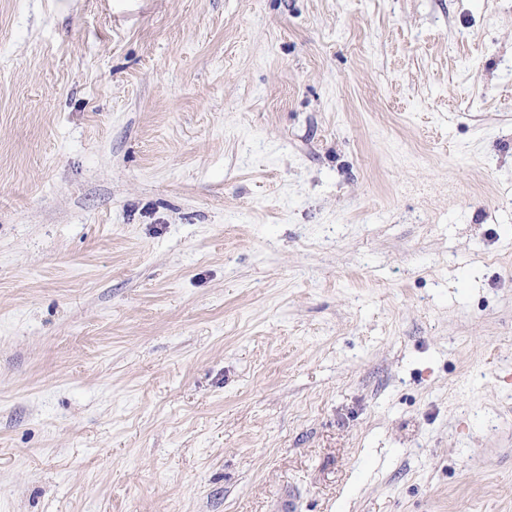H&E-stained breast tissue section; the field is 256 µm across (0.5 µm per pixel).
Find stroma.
Wrapping results in <instances>:
<instances>
[{"mask_svg":"<svg viewBox=\"0 0 512 512\" xmlns=\"http://www.w3.org/2000/svg\"><path fill=\"white\" fill-rule=\"evenodd\" d=\"M512 512V0H0V512Z\"/></svg>","mask_w":512,"mask_h":512,"instance_id":"1","label":"stroma"}]
</instances>
